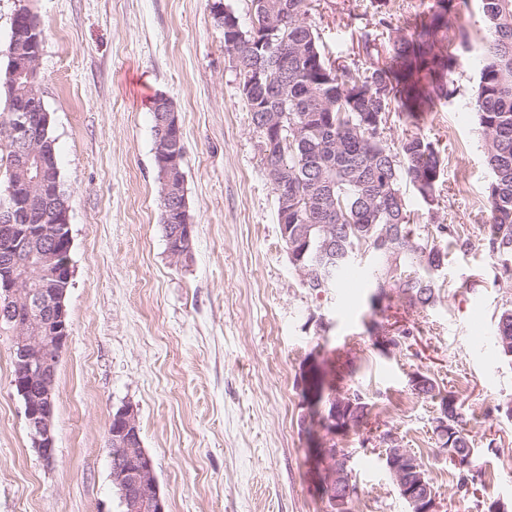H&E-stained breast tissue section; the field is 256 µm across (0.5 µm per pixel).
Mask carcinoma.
Segmentation results:
<instances>
[{
  "label": "carcinoma",
  "mask_w": 512,
  "mask_h": 512,
  "mask_svg": "<svg viewBox=\"0 0 512 512\" xmlns=\"http://www.w3.org/2000/svg\"><path fill=\"white\" fill-rule=\"evenodd\" d=\"M250 21L259 15L274 16L288 5L293 14L281 27L271 45L261 50L266 56L269 76L288 85V95L274 105V111L288 115V124L303 125L301 140L288 150V193L292 194L300 223L310 226L308 250L303 265L313 264L326 240H331L330 257L336 266L335 283H340L352 265L342 259L345 252L361 255L370 250L378 262L375 282L379 295L402 285L397 299L404 311L424 308L434 302L435 279L427 267L440 261L441 242L460 241L451 224L431 218V228L422 237L411 228L405 187L432 207L437 202L444 175L443 160L436 145L414 133L388 143L384 130L392 116L416 126L424 115L449 103L455 96L450 76L458 56L471 49L472 36L453 28L448 13L454 0H437L435 9L414 16L409 34L395 30L383 43L377 34L390 24L380 17L372 27L359 32L358 48L367 66L341 64L326 53L319 30L307 21V0H250ZM486 23L481 37L477 89L473 102L484 141L490 180L485 196L490 212L486 249L500 266V277L512 280V0H480ZM17 21V31L30 34L34 45H42L43 28L38 16L26 7ZM296 53L295 65L283 72L275 65L282 43ZM456 45L448 51V45ZM28 45L8 42L0 68V94L10 113L41 93L40 76L11 77L12 52ZM41 113L33 112L36 140L44 141L48 160L57 165L55 139L41 125ZM415 237L420 251L407 250V237ZM489 342L512 358V306H503L495 317ZM448 410L447 437H438L443 454L471 457V468H454L455 494L473 502L478 512H494L496 501L477 496L485 487L477 451L463 424L462 404L453 393L441 399Z\"/></svg>",
  "instance_id": "1"
}]
</instances>
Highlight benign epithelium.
Masks as SVG:
<instances>
[{"label": "benign epithelium", "mask_w": 512, "mask_h": 512, "mask_svg": "<svg viewBox=\"0 0 512 512\" xmlns=\"http://www.w3.org/2000/svg\"><path fill=\"white\" fill-rule=\"evenodd\" d=\"M212 9L224 28L227 44L235 46L245 41L235 16L225 10L224 3L216 0ZM254 65L241 82L243 96L253 104V109L267 106L265 99L254 98L258 89H265L266 69L261 56L252 53ZM40 49L12 56L13 70L24 76L39 69ZM159 137L154 150L155 164L162 172L160 183L169 214H181L183 225L179 247L171 250L179 260L186 255L184 247L191 243L192 224L180 193L168 184V175L178 171L183 154L178 151L183 136L177 112L160 101L156 104ZM263 143L271 146L288 133L281 118L266 114L259 126ZM5 133L15 147V165L25 175L29 184L27 199H16L14 184L6 186V198L0 201V237L7 245L0 250V323L12 332L14 371L11 385L22 397L26 425L33 447L40 458L51 463L55 456L52 421L56 396V372L59 356L69 338L68 314L65 305L66 291L71 284L72 266L70 252L72 236L67 205L59 203V185L44 175L47 163L33 150L34 136L29 126L28 110L12 113ZM268 179L278 196L280 223L283 236L303 239L300 228L288 224V216L297 207L288 194V176L283 163L263 150ZM58 215L56 224L22 223L30 210ZM29 254L38 258L37 284L29 286L25 267L20 257ZM327 404L331 413H323L324 430L330 436L347 433L356 427L357 406L352 394L334 395ZM114 426L108 429V442L124 448L125 461L112 464V482L120 490L124 512H166L153 460L143 448L140 438L137 411L124 406L112 415ZM372 439L382 451V460L397 486L407 500L409 512H444L436 493L427 490L420 473L419 460L393 432L387 434L371 431ZM351 453L341 455L334 448H317L312 460L323 474L324 493L331 498L333 512H350L355 498L352 493L353 477L349 471Z\"/></svg>", "instance_id": "1"}]
</instances>
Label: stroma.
Masks as SVG:
<instances>
[{"instance_id": "1", "label": "stroma", "mask_w": 512, "mask_h": 512, "mask_svg": "<svg viewBox=\"0 0 512 512\" xmlns=\"http://www.w3.org/2000/svg\"><path fill=\"white\" fill-rule=\"evenodd\" d=\"M213 0H0V52L15 12L44 28V103L69 205V340L60 357L55 458L32 446L11 386V331L0 328V512H121L107 429L136 409L166 512H330L301 428V375L316 360L338 392L360 391L380 430L424 463L447 512H475L432 431L435 400L412 393L411 372L455 392L491 499L512 507V360L476 348L512 299L485 247L490 179L471 101L472 55L453 74L455 98L418 133L445 163L439 217L466 246L449 245L436 300L405 313L374 305V261L319 293L303 287L276 219L262 138L250 120ZM331 57L359 61L371 0H310ZM165 96L184 132L192 248L175 260L161 223L152 102ZM407 329L378 347L372 322ZM351 373L336 377L337 359ZM365 432L322 436L348 450L359 486L351 512H406Z\"/></svg>"}]
</instances>
